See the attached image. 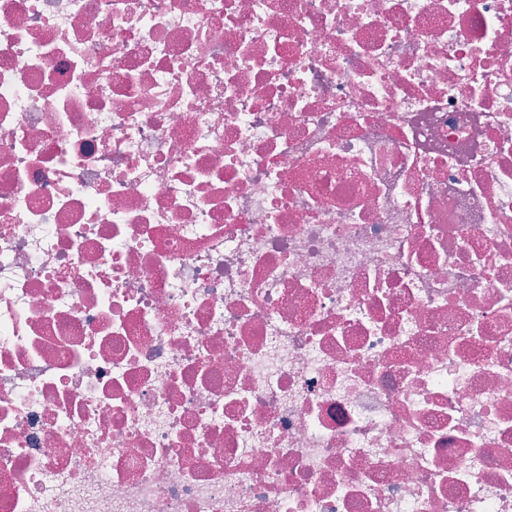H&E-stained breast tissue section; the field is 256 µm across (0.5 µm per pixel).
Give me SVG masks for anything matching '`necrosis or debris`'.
<instances>
[{
	"mask_svg": "<svg viewBox=\"0 0 512 512\" xmlns=\"http://www.w3.org/2000/svg\"><path fill=\"white\" fill-rule=\"evenodd\" d=\"M0 512H512V0H0Z\"/></svg>",
	"mask_w": 512,
	"mask_h": 512,
	"instance_id": "4bbe7bcc",
	"label": "necrosis or debris"
}]
</instances>
